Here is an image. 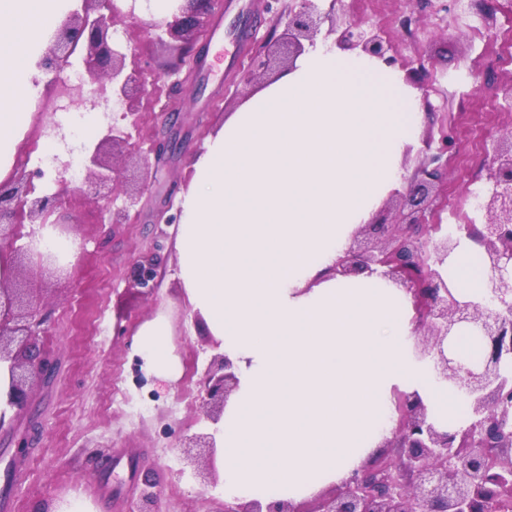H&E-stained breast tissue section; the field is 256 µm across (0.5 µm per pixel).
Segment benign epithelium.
<instances>
[{
	"instance_id": "obj_1",
	"label": "benign epithelium",
	"mask_w": 512,
	"mask_h": 512,
	"mask_svg": "<svg viewBox=\"0 0 512 512\" xmlns=\"http://www.w3.org/2000/svg\"><path fill=\"white\" fill-rule=\"evenodd\" d=\"M83 13H74L54 35L41 67L57 82L71 66V59H83L99 92L112 98V125L92 146L83 150L81 167L84 183L105 200L103 210L110 224H136L137 200L148 190L149 158L161 160L172 151V142L159 139L140 151L129 128L137 125L135 103L153 99L157 83L169 87L166 120L177 114L176 99L185 79L153 75L150 64L136 50L110 34L119 23L136 24L137 0H83ZM172 19L152 25V40L163 43L170 38L180 43L181 56L195 60L201 56L198 38L207 19L223 6V0H182ZM318 0H296L288 14H277L275 23L288 17V41L267 53L253 55L248 71L255 75L268 70L271 58L288 54V65L304 51L303 41L315 44L321 24L330 19L317 5ZM337 43L382 61L389 67L397 58L382 36L359 21L350 22ZM439 138L429 136L422 157L407 178L411 207L409 222L389 224L377 221L383 241L360 251L344 252L333 268L341 276L359 271L376 273L402 287L412 298L419 336L414 355L426 360L439 383L457 389L469 406L466 424L448 428L429 413L417 394L407 396L383 453L362 465L334 487L333 493L320 496L314 503L294 504L277 499L264 503L226 502L224 512H504L512 506V132L494 140L487 172L488 187L477 202L486 222L458 224L453 228L438 223L442 202L430 193L448 179V133L438 129ZM131 145L143 163L137 192L126 195L117 204L122 183L121 170L107 158V149ZM41 169L5 183H0V244L20 237L19 228L26 220L48 215L66 204L67 181L59 180L60 189L36 197L34 179H41ZM471 240L483 249L484 263L490 271L486 304L462 299L448 285L444 268L461 242ZM36 251L48 268L62 270L61 257L42 252L32 243L19 248L26 254ZM132 278L143 288L152 289L156 277L154 260L145 259L131 269ZM26 289L0 283V363H9L7 404L22 410L28 399L27 386L32 379L47 378L52 366L40 357L37 346L38 311L25 298ZM466 329L482 345L476 361L458 357L450 348L455 333ZM234 362L226 355L213 358L204 378L210 405L209 417L216 422L224 414L229 395L238 387ZM186 448L198 449L213 461L215 437L199 434L188 439Z\"/></svg>"
}]
</instances>
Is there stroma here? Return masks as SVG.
<instances>
[{"instance_id":"1","label":"stroma","mask_w":512,"mask_h":512,"mask_svg":"<svg viewBox=\"0 0 512 512\" xmlns=\"http://www.w3.org/2000/svg\"><path fill=\"white\" fill-rule=\"evenodd\" d=\"M334 7L336 22L322 25L319 43L335 41L336 29L360 20L389 41L406 80H413L418 64L426 65L432 109L424 113L419 138L406 147L402 165L412 171L425 139L447 124L452 143L440 197L448 205L440 219L484 223L473 195L486 185L493 141L512 132V110L501 93L512 84V62L500 60L496 39L512 26V0H487L481 19L470 15L469 0H339ZM250 10L251 0H224L223 11L207 23L213 59L194 71L182 64L176 43L151 41L148 22L118 30L149 57L155 74H186L176 125L168 126L155 105L144 109L136 132L144 144L167 136L180 148L151 162L138 223H102L103 201L90 192L70 194L51 213V221L71 224V236L81 245L67 273L38 267L29 256L15 260V278L39 310L40 350L54 370L48 381L33 385L25 411L9 413L0 424V501L10 500L12 512H49L71 497L90 501L98 512H138L147 475L156 483L154 512H219L224 504L220 476L203 478L204 462L189 461L182 450L185 438L215 429L206 417L201 380L221 349L201 328L180 286L176 227L159 213L175 203L209 134L285 68L277 59L264 76L247 80L248 57L238 51L232 24ZM77 84L81 95L66 93V86ZM33 110L34 140L56 141L60 151L46 163L28 149L15 168L44 169L36 193L50 195L59 189L62 163H78L82 153L64 117L94 110L105 125L112 104L76 62L55 90H41ZM143 256L157 264L151 291L130 279L133 263ZM160 314L170 323L181 363L179 378L168 384L146 370L135 339L139 325ZM24 436L32 446L20 461Z\"/></svg>"}]
</instances>
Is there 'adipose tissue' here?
<instances>
[{
  "mask_svg": "<svg viewBox=\"0 0 512 512\" xmlns=\"http://www.w3.org/2000/svg\"><path fill=\"white\" fill-rule=\"evenodd\" d=\"M79 0H0V182L27 140L28 107L55 25ZM421 114L400 71L340 46L303 54L241 104L191 162L177 197L178 278L239 366L216 439L224 497L301 501L341 483L389 439L394 391L419 393L440 424L465 404L409 355L408 294L376 274L331 275L351 234L395 189ZM448 283L483 301L471 242ZM166 319L136 331L146 367L180 366Z\"/></svg>",
  "mask_w": 512,
  "mask_h": 512,
  "instance_id": "obj_1",
  "label": "adipose tissue"
}]
</instances>
